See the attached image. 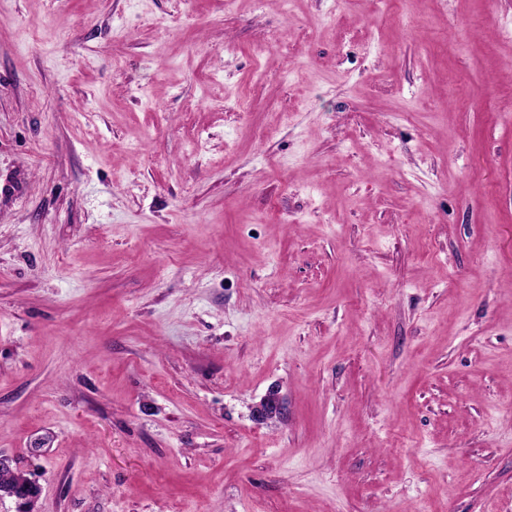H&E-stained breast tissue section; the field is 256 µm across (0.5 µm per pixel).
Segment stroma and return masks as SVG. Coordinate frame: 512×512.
Returning <instances> with one entry per match:
<instances>
[{
	"mask_svg": "<svg viewBox=\"0 0 512 512\" xmlns=\"http://www.w3.org/2000/svg\"><path fill=\"white\" fill-rule=\"evenodd\" d=\"M0 459L512 512V0H0Z\"/></svg>",
	"mask_w": 512,
	"mask_h": 512,
	"instance_id": "stroma-1",
	"label": "stroma"
}]
</instances>
